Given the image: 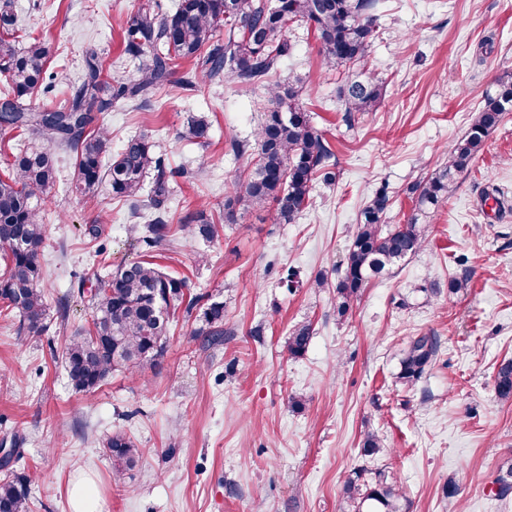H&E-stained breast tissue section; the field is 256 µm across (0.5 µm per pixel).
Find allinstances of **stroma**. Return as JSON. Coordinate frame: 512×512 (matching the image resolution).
Instances as JSON below:
<instances>
[{"instance_id": "obj_1", "label": "stroma", "mask_w": 512, "mask_h": 512, "mask_svg": "<svg viewBox=\"0 0 512 512\" xmlns=\"http://www.w3.org/2000/svg\"><path fill=\"white\" fill-rule=\"evenodd\" d=\"M142 2L13 0L20 36L46 42L49 68L62 76L33 104L63 102L92 53L112 77L137 79L122 30ZM377 15L367 68L383 93L352 124L343 120L345 77L323 66L308 24H290L292 52L275 74L301 82L303 105L336 152L335 186L316 185L294 223L249 208L206 245L173 232L157 258L188 275L202 303L223 302L224 341L204 345L195 317L177 309L159 368L115 373L90 394L73 389L59 354L91 323L77 288L138 258L128 228L151 212L114 199L105 185L90 200L72 193L73 157L53 147L57 177L39 256L49 328L21 336L16 319L0 315V445L21 452L32 512H72L70 489L81 478L94 481L102 512H342L343 483L361 467L400 485L403 512H512V493L499 496L496 483L512 463V402L494 389L500 363L512 358V112L449 183L425 247L372 280L345 317L336 312V270L369 198L387 187L386 222L405 223L414 208L407 186L440 167L475 109L512 74V0H379ZM199 74L184 63L181 84L98 116L113 150L145 134L170 167L186 170L170 184L174 225L186 210L222 207L250 164L230 142L253 138L266 107L263 90L204 83ZM191 114L207 116L209 146L179 138ZM99 216L94 243L82 227ZM289 269L299 274L291 288L280 282ZM465 271L467 290L449 294V280ZM321 275L326 287H314ZM303 321L314 333L293 358L286 343ZM430 334L441 343L436 363L403 384L404 348ZM292 396L301 407L289 405ZM368 431L385 449L365 458L359 443ZM117 432L143 450L121 483L102 447Z\"/></svg>"}]
</instances>
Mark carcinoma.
Returning <instances> with one entry per match:
<instances>
[{
    "instance_id": "carcinoma-1",
    "label": "carcinoma",
    "mask_w": 512,
    "mask_h": 512,
    "mask_svg": "<svg viewBox=\"0 0 512 512\" xmlns=\"http://www.w3.org/2000/svg\"><path fill=\"white\" fill-rule=\"evenodd\" d=\"M375 8V0H207L205 8L202 0H178L171 14L161 12L158 5L141 6L124 31L125 52L142 59L140 78L133 82L112 78L91 57L82 83L64 103L34 108L26 100L48 88L46 81L57 80L48 69L49 48L37 38L17 47L12 3L0 0V80L4 86L0 127L19 130L36 140L16 155L7 173L0 176V259L5 264L0 274V301L18 317L17 334L41 336L48 328L45 295L39 288V255L47 236L41 212L56 179L51 145L74 157V189L80 196L94 197L105 183L112 197L142 201L155 214L135 231L141 258L119 264L97 277L88 289L78 288V294H89L92 325L75 331L61 349L65 371L76 391L91 393L116 372L133 374L156 366L165 352L170 316L184 302L189 310L198 308L201 326L195 335H224V303L197 306L187 277L166 272L154 262L156 252L169 242L171 225L164 215L175 171L155 152L153 141L145 134L129 138L112 154L111 138L95 123L96 114L120 100H147L170 83L186 61L200 65L204 81L229 76L243 88H264L267 107L254 142L232 143L235 154L251 156L252 168L236 176L227 188L219 215L199 208L185 217L180 228L192 238L210 243L220 236L224 225L237 223L240 208L268 205L274 207L277 223L291 224L309 205L315 185H336V153L311 124L301 102V87L290 82L269 83L279 61L291 49L288 25L310 23L325 67L346 73L341 96L344 120L350 123L382 95L379 80L364 72L376 27ZM221 26L222 45L213 41ZM508 112H512V76L506 75L498 80L495 94L476 109L473 122L439 170L410 186L415 207L407 223L383 228L392 196L384 187L375 191L363 208L340 269L338 316H345L371 278L423 249L431 214L448 198V182L469 170L488 134ZM209 130L206 117L192 116L184 137L203 145ZM149 174L153 181L147 189ZM312 335L310 323L295 325L288 336V355L302 356ZM439 351L436 336L411 338L401 359L399 379L407 385L418 381ZM495 389L501 401L512 402V359L499 365ZM103 448L112 460L117 482L143 457L142 449L122 433L108 437ZM382 451L378 435L365 433L360 454L370 457ZM20 460V455L11 453L0 459V512H31L28 479L14 469ZM342 493L344 512H400V489L380 472L369 481L360 472L348 477Z\"/></svg>"
}]
</instances>
